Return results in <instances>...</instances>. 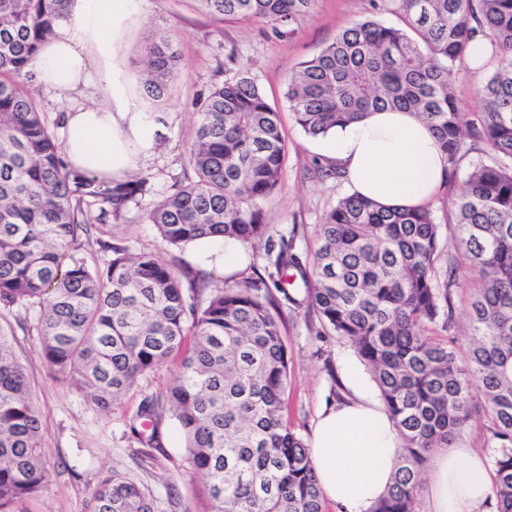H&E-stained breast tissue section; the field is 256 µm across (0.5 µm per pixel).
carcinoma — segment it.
Segmentation results:
<instances>
[{
    "label": "carcinoma",
    "mask_w": 512,
    "mask_h": 512,
    "mask_svg": "<svg viewBox=\"0 0 512 512\" xmlns=\"http://www.w3.org/2000/svg\"><path fill=\"white\" fill-rule=\"evenodd\" d=\"M73 0H0V310L38 336L50 370L112 409L139 381L180 358L165 394L144 399L131 434L161 447L170 412L192 467L208 481L213 512H324L307 445L285 420L288 351L280 306L263 277L209 287L188 266L102 239L146 192L148 178L105 181L73 168L44 118L28 70L59 33ZM216 18H256L274 31L297 24L314 0H196ZM406 28L369 16L342 30L288 77L286 98L311 138L371 110L405 109L424 120L448 155L450 179L483 142L454 202L457 233L478 271L468 309L464 364L430 334L450 327V278L434 212L390 209L355 193L319 224L311 268L282 242L277 274L299 272L323 323L369 369L402 438L392 484L369 512H417L427 465L472 420L481 400L494 441L498 512H512V0H383ZM488 40L493 73L469 114L452 91L453 68ZM182 62L173 36L154 34L143 54V91L169 98ZM193 176L147 212L161 237L183 246L207 237L253 245L271 231L264 202L279 186L288 146L279 112L239 66L197 112L186 149ZM101 204L95 223L84 210ZM110 254L93 268L78 257L93 232ZM191 345H186L187 337ZM42 429L15 331L0 324V512L47 484ZM93 512H156L154 500L117 473L93 492Z\"/></svg>",
    "instance_id": "cac0c4a2"
}]
</instances>
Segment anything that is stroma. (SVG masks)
Wrapping results in <instances>:
<instances>
[{
  "mask_svg": "<svg viewBox=\"0 0 512 512\" xmlns=\"http://www.w3.org/2000/svg\"><path fill=\"white\" fill-rule=\"evenodd\" d=\"M372 4L373 0H315L294 31L278 34L259 19L216 20L200 12L194 0H124L115 30L122 89V101L116 109L159 112L165 118L167 132L139 170L148 179L147 192L113 222V241L135 251L153 252L167 262H189L188 248H175L165 242L146 213L171 192L174 181L187 170L185 148L195 135L196 99L235 75L237 64L227 59L233 52L278 109L288 145L280 184L264 204L272 242L277 245L288 241L302 263L310 264L318 247L317 229L323 214L349 194L350 188L341 179L311 178L313 164L322 162L323 157L316 148V139L304 134L288 107L287 78L301 62L361 17L374 14L385 25L401 26L398 15L374 12ZM159 29L175 36L184 66L170 99L156 105L144 95L138 61L148 34ZM438 266L456 271L451 289L455 325L448 330L433 325L432 334L453 341L462 350L467 343L466 314L478 274L464 255L451 247L443 248ZM288 293V299L280 303L282 337L288 350V424L306 440L323 407L349 397L340 369L345 363L356 362L357 357L344 339L323 328L306 300L302 281H295ZM16 339V351L26 366L31 397L42 425L49 476L45 488L18 503L15 512H91L99 480L115 471L150 492L158 512H213L206 481L190 466L183 435L172 415H165L161 423L162 448L151 460L142 456L141 446L129 429L142 399L164 391L178 371V361H169L143 378L105 413L90 404L67 378L48 369L34 331L17 332Z\"/></svg>",
  "mask_w": 512,
  "mask_h": 512,
  "instance_id": "35a3bbf8",
  "label": "stroma"
}]
</instances>
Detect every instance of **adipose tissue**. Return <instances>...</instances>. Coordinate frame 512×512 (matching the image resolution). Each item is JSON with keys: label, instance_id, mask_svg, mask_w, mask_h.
<instances>
[{"label": "adipose tissue", "instance_id": "adipose-tissue-1", "mask_svg": "<svg viewBox=\"0 0 512 512\" xmlns=\"http://www.w3.org/2000/svg\"><path fill=\"white\" fill-rule=\"evenodd\" d=\"M117 0H73L59 38L31 61L35 83L68 103L62 126L70 164L98 178H126L159 145L165 127L154 112H117L120 79L113 19ZM353 192L382 205L418 208L445 188L448 160L437 135L413 113L382 110L337 126L319 142ZM246 258L229 238L200 242L196 261L232 271ZM343 377L357 397L323 411L308 449L325 500L341 512H368L390 485L401 440L361 369L345 365ZM428 512H496L492 479L471 449L436 454Z\"/></svg>", "mask_w": 512, "mask_h": 512}]
</instances>
